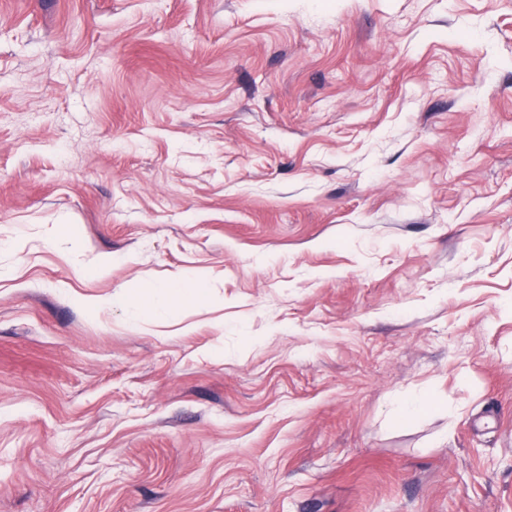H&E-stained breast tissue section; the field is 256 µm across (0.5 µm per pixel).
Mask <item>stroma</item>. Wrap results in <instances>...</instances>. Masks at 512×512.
<instances>
[{"label":"stroma","instance_id":"obj_1","mask_svg":"<svg viewBox=\"0 0 512 512\" xmlns=\"http://www.w3.org/2000/svg\"><path fill=\"white\" fill-rule=\"evenodd\" d=\"M0 512H512V0H0Z\"/></svg>","mask_w":512,"mask_h":512}]
</instances>
